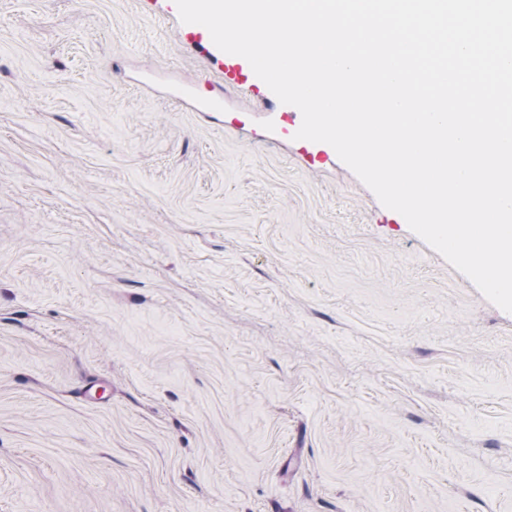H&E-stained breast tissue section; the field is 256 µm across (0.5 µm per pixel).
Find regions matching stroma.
Segmentation results:
<instances>
[{
	"label": "stroma",
	"instance_id": "35a3bbf8",
	"mask_svg": "<svg viewBox=\"0 0 512 512\" xmlns=\"http://www.w3.org/2000/svg\"><path fill=\"white\" fill-rule=\"evenodd\" d=\"M184 30L0 0V512H512V314Z\"/></svg>",
	"mask_w": 512,
	"mask_h": 512
}]
</instances>
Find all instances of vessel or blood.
<instances>
[{
  "instance_id": "b4317fda",
  "label": "vessel or blood",
  "mask_w": 512,
  "mask_h": 512,
  "mask_svg": "<svg viewBox=\"0 0 512 512\" xmlns=\"http://www.w3.org/2000/svg\"><path fill=\"white\" fill-rule=\"evenodd\" d=\"M224 86L246 97L255 99L261 111L275 115L279 130L283 135H294L299 129L302 123V115L299 109L281 103L267 85L255 75L249 62L243 57L225 55Z\"/></svg>"
}]
</instances>
